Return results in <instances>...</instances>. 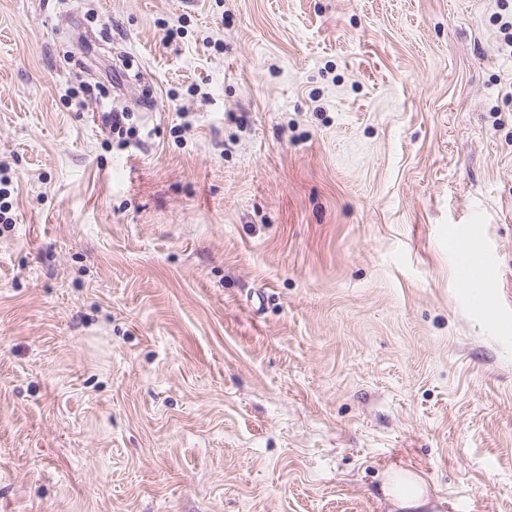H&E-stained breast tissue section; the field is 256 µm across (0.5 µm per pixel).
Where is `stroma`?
<instances>
[{
	"label": "stroma",
	"instance_id": "1",
	"mask_svg": "<svg viewBox=\"0 0 512 512\" xmlns=\"http://www.w3.org/2000/svg\"><path fill=\"white\" fill-rule=\"evenodd\" d=\"M0 200V512H512V0H0ZM385 494L388 502L401 512H434L424 511L433 508L424 484L420 477L409 470L391 473L385 484Z\"/></svg>",
	"mask_w": 512,
	"mask_h": 512
}]
</instances>
